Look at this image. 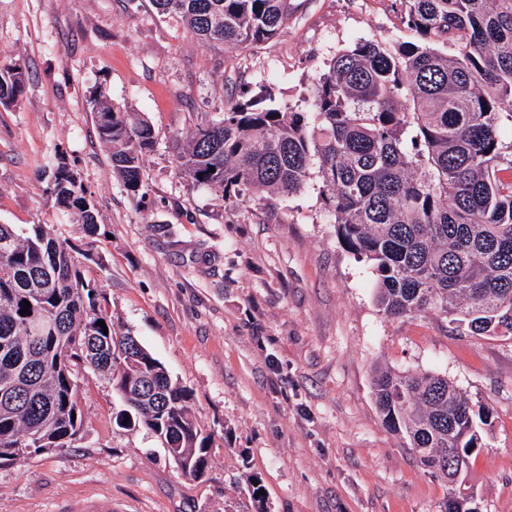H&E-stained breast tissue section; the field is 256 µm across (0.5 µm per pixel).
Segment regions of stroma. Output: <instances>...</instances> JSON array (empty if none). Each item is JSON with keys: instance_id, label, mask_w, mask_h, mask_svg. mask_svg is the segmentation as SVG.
<instances>
[{"instance_id": "35a3bbf8", "label": "stroma", "mask_w": 512, "mask_h": 512, "mask_svg": "<svg viewBox=\"0 0 512 512\" xmlns=\"http://www.w3.org/2000/svg\"><path fill=\"white\" fill-rule=\"evenodd\" d=\"M291 3L279 35L230 54L149 0H0V64L27 71L22 96L0 105V224H45L81 245L41 169L78 172L106 230L88 278L215 433L205 475L185 478L154 437L113 425L111 382L81 371V440L0 461V512L104 497L112 512H256L249 474L267 512H442L446 485L377 411L378 365L442 374L489 409L465 483L481 512H512V340L437 315L385 317L375 271L337 241L318 175L297 194L228 207L178 171L186 138L226 101L263 91L304 112L341 49L419 39L403 0ZM98 92L153 129L144 197L112 174Z\"/></svg>"}]
</instances>
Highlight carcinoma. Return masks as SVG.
<instances>
[{
	"label": "carcinoma",
	"mask_w": 512,
	"mask_h": 512,
	"mask_svg": "<svg viewBox=\"0 0 512 512\" xmlns=\"http://www.w3.org/2000/svg\"><path fill=\"white\" fill-rule=\"evenodd\" d=\"M150 2L231 54L275 36L290 14L289 0ZM405 4L420 42L358 40L336 53L311 102L314 126L263 93L237 100L190 134L178 169L226 206L297 193L317 169L337 239L373 267L385 316L441 315L471 336L511 340L512 141L500 127L512 123V0ZM440 42L455 53H440ZM26 81L21 64H1L0 104L15 102ZM95 106L112 171L137 196L151 126L102 94ZM50 191L82 225L86 249L44 224H0V460L21 464L79 440L77 374L88 369L111 377L124 405L116 427L146 431L184 477L203 476L214 432L195 417L190 391L116 331L76 257L90 259L101 236L92 193L60 165ZM372 390L385 426L448 496L466 498L448 453L465 468L468 449L483 447L468 399L447 378L413 370L377 368Z\"/></svg>",
	"instance_id": "obj_1"
}]
</instances>
